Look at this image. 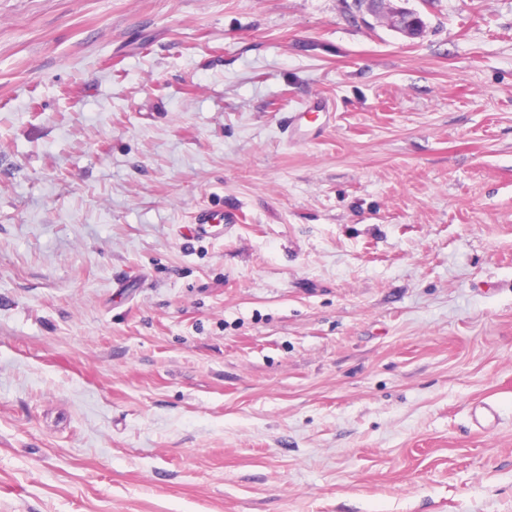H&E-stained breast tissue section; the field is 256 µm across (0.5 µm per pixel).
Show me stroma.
I'll return each mask as SVG.
<instances>
[{"label": "stroma", "instance_id": "35a3bbf8", "mask_svg": "<svg viewBox=\"0 0 512 512\" xmlns=\"http://www.w3.org/2000/svg\"><path fill=\"white\" fill-rule=\"evenodd\" d=\"M403 6L0 0V512H512V0ZM388 18L391 27L407 37H417L423 32V22L413 11L395 8L389 12Z\"/></svg>", "mask_w": 512, "mask_h": 512}]
</instances>
